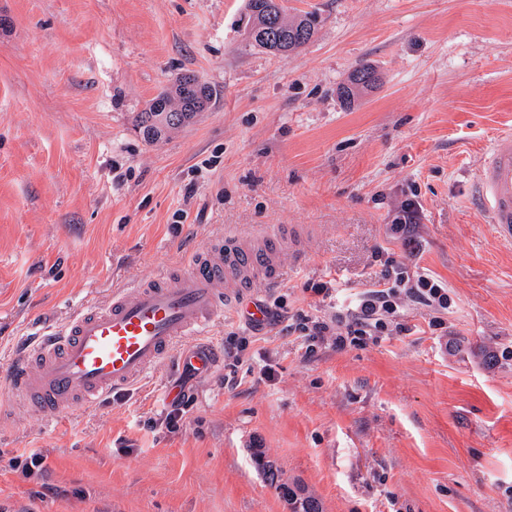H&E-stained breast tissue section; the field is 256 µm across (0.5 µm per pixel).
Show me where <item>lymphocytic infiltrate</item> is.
<instances>
[{
	"mask_svg": "<svg viewBox=\"0 0 512 512\" xmlns=\"http://www.w3.org/2000/svg\"><path fill=\"white\" fill-rule=\"evenodd\" d=\"M403 298L438 310L448 309L451 303L448 288L442 281L425 274H411L407 264L389 256L382 261L368 289L333 318L324 320L299 312L289 316L282 331L302 338L309 355L323 344L343 350L374 341L390 328L402 334L407 330L406 325L388 326L386 318L397 313Z\"/></svg>",
	"mask_w": 512,
	"mask_h": 512,
	"instance_id": "f902f5d3",
	"label": "lymphocytic infiltrate"
}]
</instances>
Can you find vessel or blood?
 I'll return each mask as SVG.
<instances>
[{
    "label": "vessel or blood",
    "mask_w": 512,
    "mask_h": 512,
    "mask_svg": "<svg viewBox=\"0 0 512 512\" xmlns=\"http://www.w3.org/2000/svg\"><path fill=\"white\" fill-rule=\"evenodd\" d=\"M471 200L499 237L512 241V130L497 135L476 172ZM303 230L257 225L228 229L177 272L115 289L104 304L86 305L64 328L29 342L14 357L7 384L25 409L54 418L91 406L135 385L166 357L177 355L188 371L205 375L220 362L216 346L178 349L183 338L205 334L225 307L252 321L264 310L249 303L246 286H278L280 254H301Z\"/></svg>",
    "instance_id": "obj_1"
}]
</instances>
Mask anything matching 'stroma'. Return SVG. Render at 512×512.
<instances>
[{"label": "stroma", "instance_id": "stroma-1", "mask_svg": "<svg viewBox=\"0 0 512 512\" xmlns=\"http://www.w3.org/2000/svg\"><path fill=\"white\" fill-rule=\"evenodd\" d=\"M245 4L0 0V404L16 341L230 225L316 227L304 263L283 253L279 287L252 284L272 313L332 316L382 250L447 284L444 325L406 303L407 333L308 358L226 310L207 338L248 337L235 389L170 359L51 420L11 409L0 512H290L280 482L323 512H512V242L470 199L512 129V0H288L320 25L287 56L248 43ZM362 62L382 82L346 103ZM188 71L208 110L145 143L136 113ZM411 197L413 257L390 230ZM329 281L330 298L311 292ZM172 386L191 400L174 431ZM33 448L27 475L12 460Z\"/></svg>", "mask_w": 512, "mask_h": 512}]
</instances>
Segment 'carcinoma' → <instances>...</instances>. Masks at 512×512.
<instances>
[{"label": "carcinoma", "instance_id": "1", "mask_svg": "<svg viewBox=\"0 0 512 512\" xmlns=\"http://www.w3.org/2000/svg\"><path fill=\"white\" fill-rule=\"evenodd\" d=\"M251 21L249 37L253 45L288 54L311 41L319 24L313 11L288 17L286 0H247ZM378 82L374 67L369 64L357 66L349 75L348 83L342 87L341 96L351 100L371 90ZM192 97L182 92L165 90L153 98L147 108L137 113L135 126L148 143L163 140L170 132L193 123ZM292 512H320L319 505L312 499H300L288 492Z\"/></svg>", "mask_w": 512, "mask_h": 512}]
</instances>
